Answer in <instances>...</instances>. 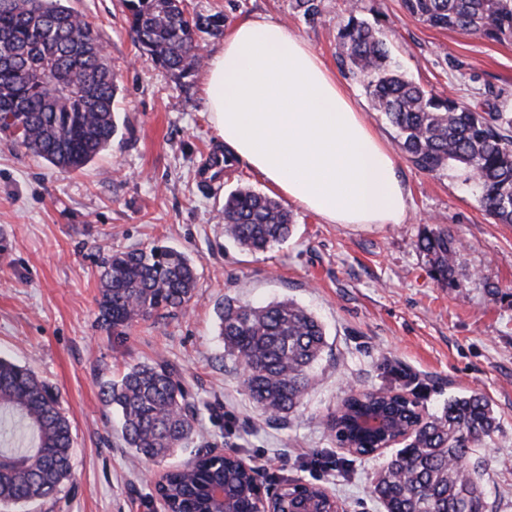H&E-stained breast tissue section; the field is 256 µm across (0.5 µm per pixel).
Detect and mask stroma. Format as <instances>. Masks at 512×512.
Segmentation results:
<instances>
[{
  "mask_svg": "<svg viewBox=\"0 0 512 512\" xmlns=\"http://www.w3.org/2000/svg\"><path fill=\"white\" fill-rule=\"evenodd\" d=\"M98 29L116 74L118 131L83 170L58 171L0 134V354L29 364L60 396L75 440L74 470L58 498L26 512H159L154 480L166 463L126 448L100 384L157 358L178 366L198 408L193 448L231 450L279 485L325 487L344 512H383L371 493L389 455L347 454L325 426L349 390L405 387L423 413L477 392L499 428L479 456L493 512H512V225L496 224L463 170L436 173L398 155L409 191L402 224H331L290 204L295 231L264 253L224 237V196L277 190L240 160L201 178L224 153L205 105L204 72L156 67L131 38L120 0H65ZM222 14L225 28L263 15L288 23L337 71L336 33L349 0H322L309 20L294 0H186ZM404 74L466 103L512 109V40L427 26L402 0H360ZM447 228L462 247L454 285L436 280L416 248ZM162 242L196 262V296L182 310L134 323L125 334L95 323L102 254ZM499 288L489 295L487 283ZM262 305L290 299L322 322L327 347L294 413L271 421L242 386L216 338L225 298Z\"/></svg>",
  "mask_w": 512,
  "mask_h": 512,
  "instance_id": "35a3bbf8",
  "label": "stroma"
}]
</instances>
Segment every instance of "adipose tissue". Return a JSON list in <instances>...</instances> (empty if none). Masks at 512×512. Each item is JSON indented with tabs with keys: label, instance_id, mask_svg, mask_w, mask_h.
<instances>
[{
	"label": "adipose tissue",
	"instance_id": "obj_1",
	"mask_svg": "<svg viewBox=\"0 0 512 512\" xmlns=\"http://www.w3.org/2000/svg\"><path fill=\"white\" fill-rule=\"evenodd\" d=\"M218 138L288 200L331 224H401L397 160L342 83L287 24L235 25L205 67Z\"/></svg>",
	"mask_w": 512,
	"mask_h": 512
}]
</instances>
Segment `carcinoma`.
<instances>
[{"label":"carcinoma","mask_w":512,"mask_h":512,"mask_svg":"<svg viewBox=\"0 0 512 512\" xmlns=\"http://www.w3.org/2000/svg\"><path fill=\"white\" fill-rule=\"evenodd\" d=\"M133 40L161 68L186 76L201 65L199 34L223 31L224 16L192 15L184 0H122ZM406 11L439 29L491 40L512 38V0H403ZM306 18L321 14V0H295ZM340 66L363 78L376 111L419 169L461 168L497 224H512V109L489 101L467 104L408 79L392 60L378 29L357 9L336 35ZM116 76L102 53L97 28L64 0H0V131L62 172L87 166L116 132ZM293 216L280 201L251 189L224 197V235L242 248L265 252L291 237ZM459 239L439 227L417 242L435 278L456 277ZM96 322L120 335L138 319L186 305L197 285L194 260L156 243L111 252L98 262ZM217 338L224 352L247 364L243 386L266 413L294 411L327 346L319 319L292 300L264 306L225 299L217 309ZM51 384L28 365L0 356V443L33 434L28 448L0 450V507L54 499L73 472L71 422ZM105 406L117 413L121 436L138 457L161 462L187 447L197 409L164 360L126 368L101 383ZM331 420L338 447L357 443L350 420L379 406L408 422L413 408L397 399L366 403L344 399ZM494 409L472 393L448 399L425 418L407 445L376 473L373 493L384 512H491L481 479L478 448L497 430ZM197 467H176L155 486L156 497L176 512H205L203 490L222 461L195 453Z\"/></svg>","instance_id":"obj_1"}]
</instances>
